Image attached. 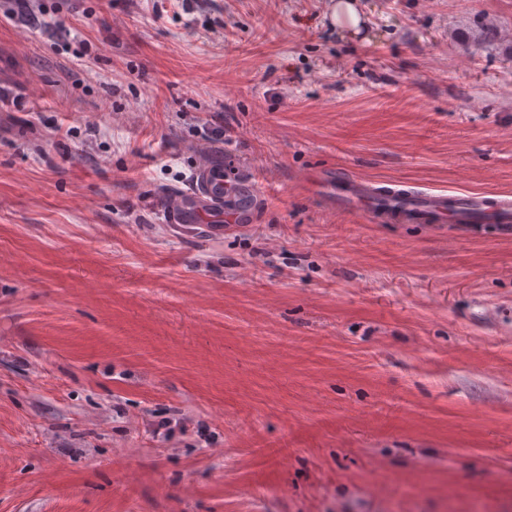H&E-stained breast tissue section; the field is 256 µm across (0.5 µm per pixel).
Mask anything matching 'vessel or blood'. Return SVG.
<instances>
[{
  "instance_id": "1",
  "label": "vessel or blood",
  "mask_w": 512,
  "mask_h": 512,
  "mask_svg": "<svg viewBox=\"0 0 512 512\" xmlns=\"http://www.w3.org/2000/svg\"><path fill=\"white\" fill-rule=\"evenodd\" d=\"M239 191L237 180L224 177L222 168L198 167L189 189L171 196L167 203V221L171 224H203L209 233L223 234L229 224H248L251 214L241 208L224 212L225 189ZM336 206L342 210H367L377 223L426 224L448 220L455 224H494L512 229V201L492 199L475 194L435 195L400 189L395 199L385 201L368 181L336 177L333 180Z\"/></svg>"
}]
</instances>
